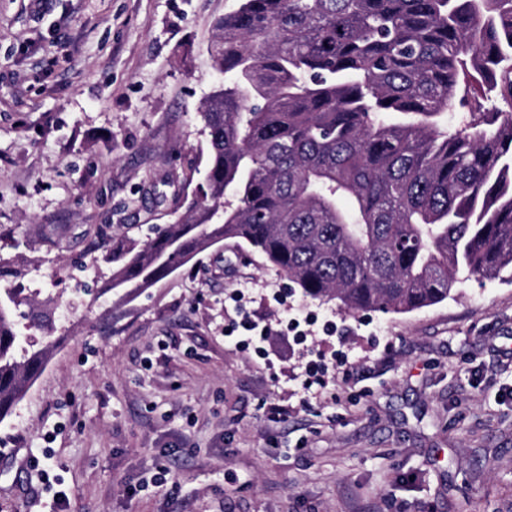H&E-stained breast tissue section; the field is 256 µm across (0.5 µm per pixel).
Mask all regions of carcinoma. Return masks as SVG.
<instances>
[{"label":"carcinoma","mask_w":512,"mask_h":512,"mask_svg":"<svg viewBox=\"0 0 512 512\" xmlns=\"http://www.w3.org/2000/svg\"><path fill=\"white\" fill-rule=\"evenodd\" d=\"M214 29L205 184L153 191L176 219L116 248L110 288L136 294L224 240L348 311L421 310L471 276L512 282V111L460 81L482 75L512 108V0H237ZM38 304L0 293V419L46 359L16 331Z\"/></svg>","instance_id":"carcinoma-1"}]
</instances>
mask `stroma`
I'll return each instance as SVG.
<instances>
[{"label":"stroma","instance_id":"35a3bbf8","mask_svg":"<svg viewBox=\"0 0 512 512\" xmlns=\"http://www.w3.org/2000/svg\"><path fill=\"white\" fill-rule=\"evenodd\" d=\"M234 5L0 0V289L51 298L55 325L16 317L50 352L0 420V512L57 490L72 512H512L511 283L348 312L227 240L108 290L113 235H152L154 187L204 177L207 47Z\"/></svg>","mask_w":512,"mask_h":512}]
</instances>
